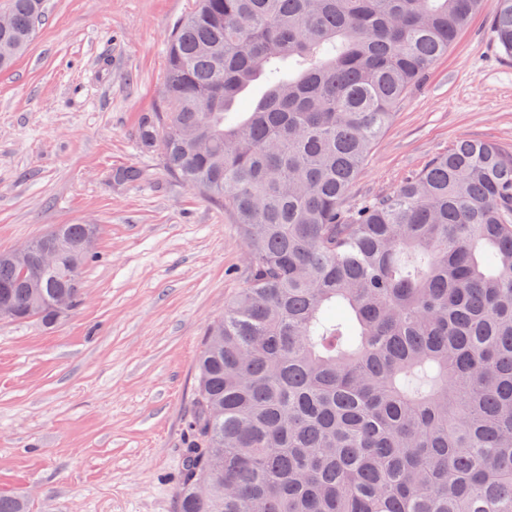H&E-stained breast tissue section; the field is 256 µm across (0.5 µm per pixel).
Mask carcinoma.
Returning a JSON list of instances; mask_svg holds the SVG:
<instances>
[{
	"label": "carcinoma",
	"mask_w": 512,
	"mask_h": 512,
	"mask_svg": "<svg viewBox=\"0 0 512 512\" xmlns=\"http://www.w3.org/2000/svg\"><path fill=\"white\" fill-rule=\"evenodd\" d=\"M488 3L511 59L512 0H196L174 26L141 143L247 247L197 357L178 512H512V152L459 139L344 209L399 102ZM42 9L0 13L1 72ZM91 232L33 240L56 252L37 279L0 252L10 320L77 305Z\"/></svg>",
	"instance_id": "cac0c4a2"
}]
</instances>
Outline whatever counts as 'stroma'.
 Listing matches in <instances>:
<instances>
[{"mask_svg":"<svg viewBox=\"0 0 512 512\" xmlns=\"http://www.w3.org/2000/svg\"><path fill=\"white\" fill-rule=\"evenodd\" d=\"M194 2L44 0L29 50L0 72V251L54 224L100 227L67 317L0 319V494L29 512H177L197 354L246 260L231 215L140 143ZM461 137L512 151V60L487 10L400 102L351 203ZM123 166L144 179L113 182Z\"/></svg>","mask_w":512,"mask_h":512,"instance_id":"stroma-1","label":"stroma"}]
</instances>
